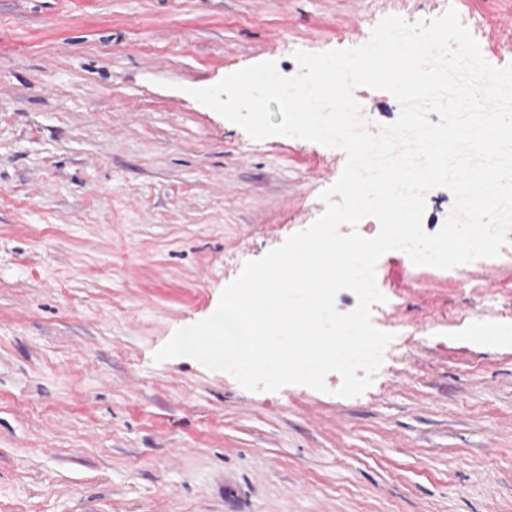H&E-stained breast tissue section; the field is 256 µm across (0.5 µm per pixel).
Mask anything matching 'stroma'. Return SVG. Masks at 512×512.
<instances>
[{"label":"stroma","instance_id":"1","mask_svg":"<svg viewBox=\"0 0 512 512\" xmlns=\"http://www.w3.org/2000/svg\"><path fill=\"white\" fill-rule=\"evenodd\" d=\"M451 7L512 64V0H0V512H512V260L383 254L357 397L154 360L346 163L192 90Z\"/></svg>","mask_w":512,"mask_h":512}]
</instances>
